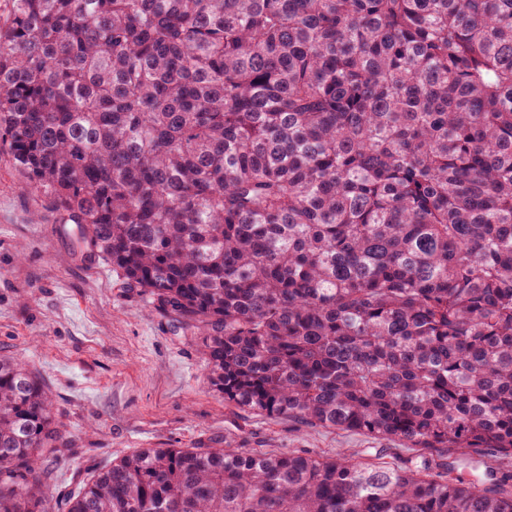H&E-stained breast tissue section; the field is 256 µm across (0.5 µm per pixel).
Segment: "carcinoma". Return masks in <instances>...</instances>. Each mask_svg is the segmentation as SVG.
<instances>
[{
  "label": "carcinoma",
  "mask_w": 512,
  "mask_h": 512,
  "mask_svg": "<svg viewBox=\"0 0 512 512\" xmlns=\"http://www.w3.org/2000/svg\"><path fill=\"white\" fill-rule=\"evenodd\" d=\"M0 154L203 336L224 401L512 458V0H11ZM0 356V512H512L420 466L139 450L71 461Z\"/></svg>",
  "instance_id": "1"
}]
</instances>
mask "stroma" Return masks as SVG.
<instances>
[{"mask_svg": "<svg viewBox=\"0 0 512 512\" xmlns=\"http://www.w3.org/2000/svg\"><path fill=\"white\" fill-rule=\"evenodd\" d=\"M62 212L32 194L0 156V355L32 362L74 439L71 464L55 469L59 489L143 448H246L308 452L465 479L512 475V458L484 452L408 448L381 437L267 418L225 404L207 370L202 338L176 330L146 301L118 288L112 264L85 259L57 231Z\"/></svg>", "mask_w": 512, "mask_h": 512, "instance_id": "35a3bbf8", "label": "stroma"}]
</instances>
